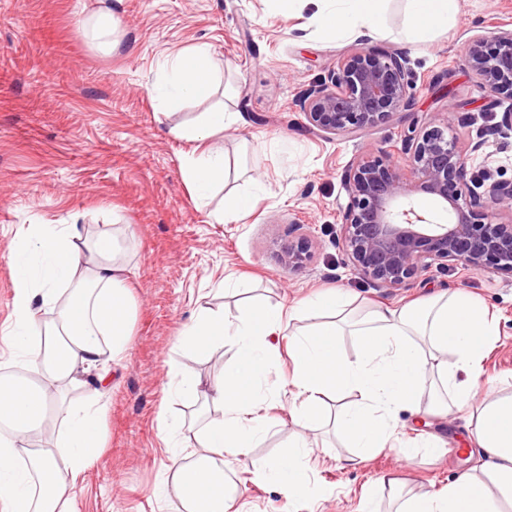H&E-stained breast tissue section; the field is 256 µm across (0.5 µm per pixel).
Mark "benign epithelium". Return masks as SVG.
<instances>
[{"label": "benign epithelium", "instance_id": "7a95c632", "mask_svg": "<svg viewBox=\"0 0 512 512\" xmlns=\"http://www.w3.org/2000/svg\"><path fill=\"white\" fill-rule=\"evenodd\" d=\"M479 88L494 107L512 101V29L469 40L464 56ZM406 58L391 51L360 49L340 55L298 105L320 133L354 137L414 105ZM490 130L468 143L434 121L407 130L391 154L367 149L344 172L349 202L339 243L355 272L378 288H403L441 261L471 272L512 274V181L489 185L468 171L470 156ZM427 196L450 220L442 224L417 203ZM310 257L304 237L288 243L282 260L295 267Z\"/></svg>", "mask_w": 512, "mask_h": 512}]
</instances>
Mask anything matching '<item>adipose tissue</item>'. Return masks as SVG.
Listing matches in <instances>:
<instances>
[{
  "label": "adipose tissue",
  "mask_w": 512,
  "mask_h": 512,
  "mask_svg": "<svg viewBox=\"0 0 512 512\" xmlns=\"http://www.w3.org/2000/svg\"><path fill=\"white\" fill-rule=\"evenodd\" d=\"M405 25L421 40H433L456 18L459 0H403ZM315 23L328 40L382 33L387 0H320ZM217 87L212 48L201 43L166 58L154 87L168 112L187 101L209 102ZM237 113L211 106L192 124L173 127L189 144L182 174L197 206H205L223 184L230 163L211 140L235 124ZM77 224H31L9 250L13 267L12 323L14 356L40 380L24 386H0V512H76L73 489L81 473L104 451L102 424L106 375L97 367L103 354L123 359L133 331L135 302L113 235L100 233L91 258H84ZM75 285L66 297L59 284ZM53 322L39 318L42 308ZM344 295L331 291L295 305L250 307L231 316L201 310L184 331L183 344L209 356L225 343L236 353L206 394L189 369H174L169 391L181 398H203L217 418L186 434L178 422L167 425L173 447L188 449L175 458L164 482V495L174 497L181 512H236V487L226 481L237 456L256 447L266 433L260 406L291 396L292 418L313 426L327 396L358 393L352 405L336 415V425L350 447L366 452L386 447L397 416L418 411L427 384L444 390L450 407L467 408L487 386L482 361L493 347L497 325L487 306L455 289L422 304L377 308L356 323L360 338L356 358L340 344ZM305 328L292 330L293 320ZM287 339L293 369L275 389L265 386L273 369L278 339ZM95 373L96 382L81 407H54V393L71 384L77 373ZM67 431V453L34 445L30 435L46 432L56 421ZM470 437L487 459L481 473L465 470L440 494L407 497L399 512H502L512 504V394L494 398L472 423ZM288 455L262 464L256 476L285 499L309 503L321 496L309 482L311 449L301 439Z\"/></svg>",
  "instance_id": "obj_1"
}]
</instances>
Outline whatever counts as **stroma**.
Returning a JSON list of instances; mask_svg holds the SVG:
<instances>
[{
    "label": "stroma",
    "instance_id": "obj_1",
    "mask_svg": "<svg viewBox=\"0 0 512 512\" xmlns=\"http://www.w3.org/2000/svg\"><path fill=\"white\" fill-rule=\"evenodd\" d=\"M98 8L99 0H0V329L12 311L8 251L22 227L66 224L83 213L79 246L87 249L113 225L132 271L130 346L121 362L106 356L99 366L111 380L105 448L76 483L78 512H177L176 500L159 492L172 458L164 421L194 429L208 414L201 402L168 395L170 369L190 368L205 390L236 351L229 343L223 355L203 358L176 349L184 325L204 308L238 315L255 302L288 307L340 288L356 319L372 306L419 304L461 289L497 317L485 378L512 376V275L444 267L403 288H376L353 271L337 238L348 203L343 172L363 150L393 149L408 126L429 118L463 138L495 125L463 54L472 37L512 27V0H460L454 26L427 43L404 37L401 0L385 15V36L332 41L313 25L316 0H299L287 17L271 0H114L122 43L109 52L92 44ZM199 42L211 45L227 89L212 102L240 115L212 141L234 167L211 206L259 183L267 189L237 223L196 209L181 173L188 145L170 132L207 105L191 102L165 116L153 92L161 62ZM359 48L406 56L414 106L354 138L310 130L297 104L301 90ZM469 169L490 183L511 180L512 133L490 136ZM298 236L310 241L311 256L285 267L283 250ZM352 400L325 399L320 421L305 431L292 423L287 400L268 403L264 440L239 456L229 476L240 512H360L367 488L379 512H396L407 496L441 492L482 460L469 440V411L433 416L427 395L420 414H400L396 436L436 435L446 452L422 450L409 460L388 447L358 453L332 424ZM299 433L313 445L310 480L324 491L309 507L255 477Z\"/></svg>",
    "mask_w": 512,
    "mask_h": 512
}]
</instances>
